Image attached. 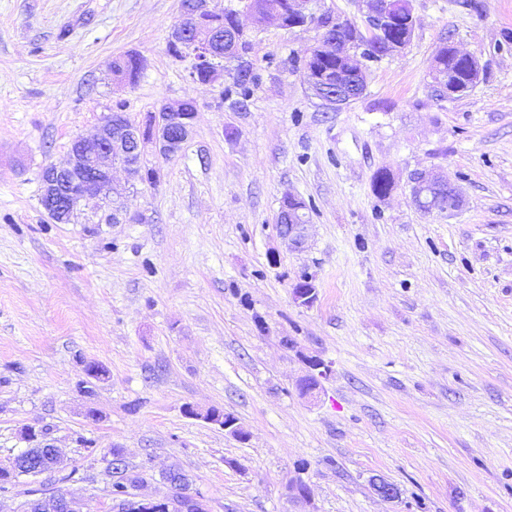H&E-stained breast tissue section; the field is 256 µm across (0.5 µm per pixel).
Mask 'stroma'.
<instances>
[{"label": "stroma", "instance_id": "35a3bbf8", "mask_svg": "<svg viewBox=\"0 0 512 512\" xmlns=\"http://www.w3.org/2000/svg\"><path fill=\"white\" fill-rule=\"evenodd\" d=\"M181 0H0V466L29 443L61 448L57 472L0 493L19 512L43 491L111 512L104 456L124 449L143 491L182 470L209 512H512V0H413L409 45L367 88L326 109L306 81L317 42L242 21L254 82L194 81L168 52ZM451 44L482 74L439 99L432 59ZM139 57L135 84L112 61ZM194 101L182 150L147 153L155 183L126 182L129 216L85 209L54 223L41 172L123 110ZM457 185L454 215H422L409 175ZM396 184L380 198L373 177ZM294 194L308 239L276 216ZM311 275L313 304L292 287ZM331 367L313 394L305 357ZM106 371L92 394L86 365ZM233 415L246 439L188 417ZM381 475L401 499L370 485ZM302 480L310 499L289 486ZM279 231L282 238L294 248L302 245L305 238L307 219H300V208L288 210L286 215L281 214L279 220Z\"/></svg>", "mask_w": 512, "mask_h": 512}]
</instances>
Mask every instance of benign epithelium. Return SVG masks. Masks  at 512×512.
<instances>
[{
    "label": "benign epithelium",
    "instance_id": "obj_1",
    "mask_svg": "<svg viewBox=\"0 0 512 512\" xmlns=\"http://www.w3.org/2000/svg\"><path fill=\"white\" fill-rule=\"evenodd\" d=\"M210 0H186L182 6L181 17L174 27L171 42L181 46L186 56L193 59V75L207 74L205 82L217 80L223 72L219 64L220 57L214 52L212 43L216 40V31L205 24L204 16L220 13L209 5ZM311 0H288V28L313 26L320 31L317 45L312 53L322 56L348 57L358 66V73L365 71L370 62L368 54L377 49L388 54L402 49L407 42H390L385 38V23L389 19L388 0H358V12L361 24L340 19L325 12L319 15L308 10ZM354 28L359 40L352 42L341 38L348 28ZM310 89L329 107H339L349 101L350 93L357 83L345 79L341 74L335 78L327 75L307 79ZM189 108H196L192 101L163 103L159 111L152 113V125L146 127L126 119L122 112L108 115L96 134L81 137L77 146L70 147L69 161L58 167L50 165L42 173L43 196L53 203L57 214L70 218L83 206L95 200L109 198L117 193L112 185L111 169L119 165L133 178H140L142 157L140 152L146 147L161 155L174 156L192 133L193 122L183 121V114ZM410 195L416 209L424 215L453 214L463 205L460 190L448 182L447 177L438 169L415 171L409 178ZM308 220L300 218V209H291L280 215L279 231L282 238L294 248L302 245ZM309 368L308 375L321 381L330 375L331 369L318 357L305 358ZM109 463L106 475L109 484H121L127 475L128 462L125 456L112 457L107 453ZM3 474L41 475L45 468L41 461L28 456L17 455L7 467H0ZM372 489L381 500L395 502L399 500V487L390 480L375 476L371 480ZM137 486L132 493L124 496L115 504L123 512H167L169 497H152L140 493ZM31 505L39 512H85V502L72 494L52 493L48 497H36Z\"/></svg>",
    "mask_w": 512,
    "mask_h": 512
}]
</instances>
